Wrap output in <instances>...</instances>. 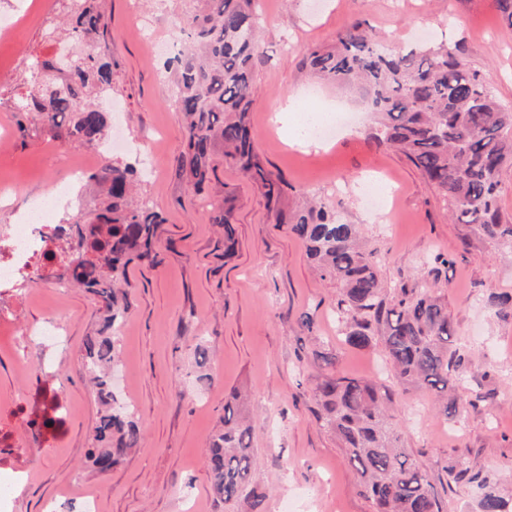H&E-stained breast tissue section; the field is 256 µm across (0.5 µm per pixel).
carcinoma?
<instances>
[{"instance_id": "carcinoma-1", "label": "carcinoma", "mask_w": 512, "mask_h": 512, "mask_svg": "<svg viewBox=\"0 0 512 512\" xmlns=\"http://www.w3.org/2000/svg\"><path fill=\"white\" fill-rule=\"evenodd\" d=\"M103 3L55 0L66 17L67 35L60 36L51 24L44 38L73 47L72 58L65 62L59 54L33 57L27 94L16 104L19 112L35 113L53 137L92 146L104 135L103 94L112 89V61L102 55L100 45L106 34ZM253 4L203 0L185 20V49L166 62L175 74V103L185 117L179 169L197 190L211 181L213 149L220 143L224 158L267 195L280 192V181L256 156L251 134L249 114L259 60ZM304 63L330 83L358 86L374 114L378 145L397 150L419 170L455 221L469 227L468 237L512 253V219L503 215L498 203L500 174L512 165V108L467 67L460 48L397 54L354 23L337 31L329 48L308 47ZM89 180L107 185L108 203L95 215L96 227L73 225L68 238L77 244L71 279L112 309L101 336L85 346V365L95 374L99 397L108 405L95 428L98 446L88 453L104 472L141 440L131 412L111 391L108 368L118 358V337L109 335V328L119 324L123 314L114 308L107 271L125 266L132 254L149 257L160 220L148 207L129 202L128 170L109 165ZM213 223L224 225L225 254H232L231 212L215 216ZM292 232L322 276L336 281L344 342L355 348L380 346L396 383L405 389H436L442 395L441 415L453 420L459 406L450 391L467 376V366L450 348L448 304L420 283L403 285L387 296L373 253L360 245L355 225L338 221L324 205L298 216ZM316 357L328 371L313 384V412L356 468L359 494L376 512H446L430 468L412 457L392 422V387L339 376L331 371L330 354L318 352ZM223 421L206 456L212 491L224 500V512H265L268 492L257 479L251 427L232 402L224 404ZM447 473L448 483L479 489V512H512V499L501 496L481 473L455 467Z\"/></svg>"}]
</instances>
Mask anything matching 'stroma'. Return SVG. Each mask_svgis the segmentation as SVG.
Wrapping results in <instances>:
<instances>
[{"mask_svg": "<svg viewBox=\"0 0 512 512\" xmlns=\"http://www.w3.org/2000/svg\"><path fill=\"white\" fill-rule=\"evenodd\" d=\"M197 7L196 0L107 2L115 66L105 103L121 106L126 135L156 157V174L135 170L134 197L163 218L153 260H133L118 275L127 310L113 378L125 383L141 445L104 473L89 462L103 407L85 374L84 345L107 312L85 289L55 292L58 272L42 271L26 297L0 299L15 321L11 329L0 325V473L21 474L24 482L10 512L51 505L81 512L86 499L96 500L98 512H224L210 490L206 453L234 392L247 398L266 512H374L358 493L356 470L310 410L311 388L323 373L316 352L334 356L338 375L392 379L380 347L342 342L336 284L322 278L291 230L317 200L356 225L386 293L423 282L448 304L454 345L469 370L456 391L464 409L449 422L436 391H399L393 414L403 445L432 468L448 512H478L473 488L448 485L445 468L456 462L512 499V319L492 310L493 300L512 295V258L487 244L464 247L466 225L452 222L414 165L374 144L376 124L359 91L322 82L303 63L306 47L328 45L337 30L359 21L392 48L424 36L461 44L469 67L512 107V32L502 27L494 0H259L262 61L250 122L261 164L281 181L271 198L225 161L220 146L209 187L195 191L179 174L184 115L171 96L167 55L153 45L179 41L184 17ZM55 16V0H32L11 38L0 40V175L19 180L0 195L1 233L27 200L64 178L60 154L89 161L88 146L52 138L15 108L27 91L31 57L53 50L43 33ZM292 98L363 119L327 145H293L274 119ZM368 182L393 189L389 210L364 202ZM227 207L235 228L229 257L224 227L212 221ZM440 254L451 265L437 262ZM305 315L312 329L302 327ZM46 325L57 329V340L34 342V330Z\"/></svg>", "mask_w": 512, "mask_h": 512, "instance_id": "1", "label": "stroma"}]
</instances>
